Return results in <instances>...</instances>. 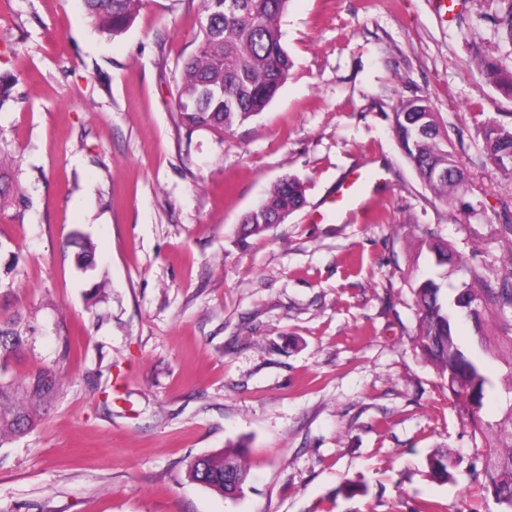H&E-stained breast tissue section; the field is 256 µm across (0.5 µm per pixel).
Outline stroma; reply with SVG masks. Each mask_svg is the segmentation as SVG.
<instances>
[{
	"mask_svg": "<svg viewBox=\"0 0 512 512\" xmlns=\"http://www.w3.org/2000/svg\"><path fill=\"white\" fill-rule=\"evenodd\" d=\"M492 0H290L294 67L273 102L230 131L186 133L175 83L196 49L194 0H143L120 36L81 0H0V307L34 329L8 363L51 367L61 388L24 436L0 444V512H500L472 483L485 450L418 348L423 229L462 262L450 285L496 286L512 255V180L483 149L512 127V70ZM428 97L466 173L464 204L424 186L393 129ZM376 175L356 214L327 207ZM305 202L259 237L238 226L270 186ZM95 266L79 269L77 235ZM70 339L62 356L61 339ZM243 441L251 478L230 499L190 463ZM456 459L435 480L429 457ZM357 494L346 490L347 484ZM479 64L487 79L501 89L508 88L512 91V71L504 69L497 59L488 56H480Z\"/></svg>",
	"mask_w": 512,
	"mask_h": 512,
	"instance_id": "1",
	"label": "stroma"
}]
</instances>
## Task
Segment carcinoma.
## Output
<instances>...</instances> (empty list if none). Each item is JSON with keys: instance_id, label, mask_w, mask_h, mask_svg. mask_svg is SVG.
Wrapping results in <instances>:
<instances>
[{"instance_id": "1", "label": "carcinoma", "mask_w": 512, "mask_h": 512, "mask_svg": "<svg viewBox=\"0 0 512 512\" xmlns=\"http://www.w3.org/2000/svg\"><path fill=\"white\" fill-rule=\"evenodd\" d=\"M142 0H84L86 10L98 28L116 37L130 26ZM289 0H197L199 40L193 55L183 61L177 82V111L181 125L194 130L216 128L229 131L260 115L278 95L293 68V60L282 44L280 19ZM492 18L501 38L512 45V0H494ZM487 79L497 87L512 91V71L497 59L479 58ZM396 135L424 185L441 201L457 199L469 191L468 180L448 151V132L426 97L401 100L393 113ZM489 160L508 179L512 160V129L498 123L484 130ZM13 159L0 149V197L10 190L9 169ZM304 202L302 185L294 178L277 181L264 201L244 215L241 237L258 236L277 220L284 221ZM428 250L434 255L435 272L417 280L412 287L418 307V344L436 367L457 399L477 397L478 409L471 411L474 438L488 448L484 470L472 473L490 490L500 512H512V402L502 419L492 425L483 422V406L489 380L488 361L508 367L507 393H512V336L497 347L480 352L467 348L458 333L461 322L468 323L477 337H483L488 323L497 322L512 331V262L500 273L498 287L477 289L469 282L444 291L443 268L459 262L458 254L434 233L423 230ZM77 263L94 264V249L78 236ZM30 326L22 315L14 314L0 323V361L21 351ZM0 367V442L27 432L34 423L33 409L51 400L58 389L55 371L44 367L17 383L4 379ZM245 445L228 442L224 451L201 456L189 468L193 481L227 498L243 491L249 480L244 462ZM432 474L441 481L453 480L456 461L446 451L435 452L428 460Z\"/></svg>"}]
</instances>
